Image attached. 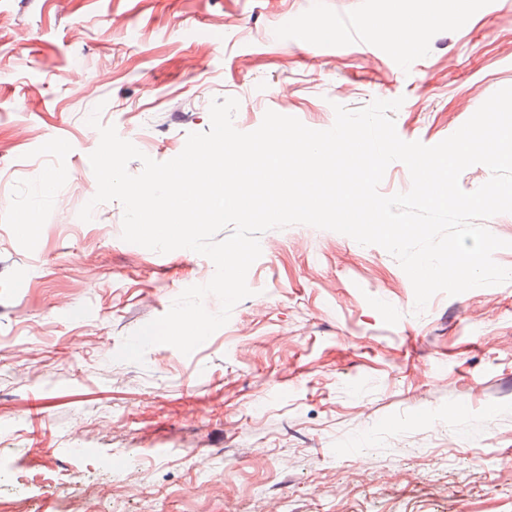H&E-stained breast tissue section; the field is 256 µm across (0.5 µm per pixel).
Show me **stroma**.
<instances>
[{
    "label": "stroma",
    "mask_w": 512,
    "mask_h": 512,
    "mask_svg": "<svg viewBox=\"0 0 512 512\" xmlns=\"http://www.w3.org/2000/svg\"><path fill=\"white\" fill-rule=\"evenodd\" d=\"M428 10L401 46L393 0H0V457L53 476L0 512H512V282L418 314L382 247L273 229L229 322L139 365L124 338L214 264L78 217L96 108L158 162L228 97L242 132L398 98L439 143L512 86V0Z\"/></svg>",
    "instance_id": "obj_1"
}]
</instances>
